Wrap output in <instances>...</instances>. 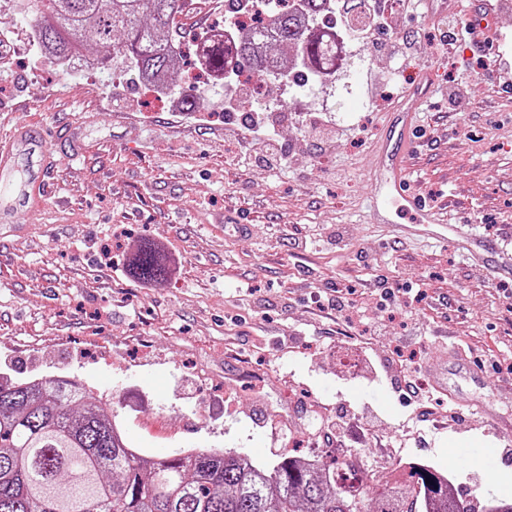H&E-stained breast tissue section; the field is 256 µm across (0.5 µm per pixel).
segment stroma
<instances>
[{
	"mask_svg": "<svg viewBox=\"0 0 512 512\" xmlns=\"http://www.w3.org/2000/svg\"><path fill=\"white\" fill-rule=\"evenodd\" d=\"M13 2L0 14L19 32L15 58H0V138L34 126L47 148L16 160V177L45 185L41 205L9 203L25 232L0 223V374L92 386L151 454L234 448L270 464L341 441L379 478L409 458L480 506L512 500V396L497 390L512 383V278L453 244L391 236L368 185L391 113L431 77L411 186L454 232L512 254V0L489 45L460 36L470 0H386L383 35L355 46L362 63L332 82L327 110L318 93L247 80L283 115L277 170L242 166L243 149L265 145L229 115L223 85L192 82L189 112L118 73L61 71L28 41L30 0ZM73 125L76 157L58 142ZM145 245L173 263L166 281L134 276ZM337 290L355 318L329 309ZM350 352L376 375L343 369ZM410 353L440 384L421 407L397 366ZM472 358L496 388L469 378ZM362 426L397 452L363 444ZM461 448L492 449L496 469L453 464Z\"/></svg>",
	"mask_w": 512,
	"mask_h": 512,
	"instance_id": "stroma-1",
	"label": "stroma"
}]
</instances>
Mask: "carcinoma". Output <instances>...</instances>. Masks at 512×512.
I'll return each mask as SVG.
<instances>
[{
	"label": "carcinoma",
	"instance_id": "carcinoma-1",
	"mask_svg": "<svg viewBox=\"0 0 512 512\" xmlns=\"http://www.w3.org/2000/svg\"><path fill=\"white\" fill-rule=\"evenodd\" d=\"M184 2L34 0L36 44L80 60L89 38L100 71L118 57L128 72L181 92L175 29ZM262 13L271 21L249 37L225 26L194 36L195 63L215 79L248 72L310 93L340 75L328 44L336 29L362 37L379 18L376 0H263ZM135 269L150 281L167 274L146 249ZM347 466L332 454L306 465L287 449L271 464L217 448L155 457L130 447L112 411L77 381L0 376V512H469V500L429 466L381 482L361 465L356 487L337 479Z\"/></svg>",
	"mask_w": 512,
	"mask_h": 512
}]
</instances>
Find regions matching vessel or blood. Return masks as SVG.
I'll return each instance as SVG.
<instances>
[{
	"label": "vessel or blood",
	"instance_id": "1",
	"mask_svg": "<svg viewBox=\"0 0 512 512\" xmlns=\"http://www.w3.org/2000/svg\"><path fill=\"white\" fill-rule=\"evenodd\" d=\"M494 13L491 0H471L468 22L484 34H491ZM433 89L422 84L412 96L406 97L390 121L385 137L374 150L375 172L371 180L373 221L384 224L402 236L426 234L439 242L447 241L448 227L437 210L426 205L409 185L407 158L411 151L416 114L415 107ZM45 138L39 128L31 127L13 135L8 148L0 147V183L9 193L21 195L31 203L39 202L42 189L32 183L12 179L15 159L19 153L41 151Z\"/></svg>",
	"mask_w": 512,
	"mask_h": 512
}]
</instances>
